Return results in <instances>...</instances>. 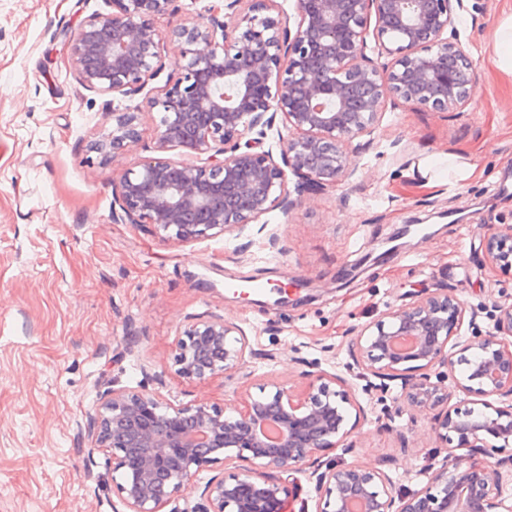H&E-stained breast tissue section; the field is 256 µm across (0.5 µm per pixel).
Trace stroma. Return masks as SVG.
Instances as JSON below:
<instances>
[{"label":"stroma","mask_w":512,"mask_h":512,"mask_svg":"<svg viewBox=\"0 0 512 512\" xmlns=\"http://www.w3.org/2000/svg\"><path fill=\"white\" fill-rule=\"evenodd\" d=\"M210 0H175L160 16L167 38L205 15ZM460 40L477 72L468 104L448 112L386 103L371 145L351 176L305 195L289 214H267L280 250H238L215 234L192 242L158 238L150 226L117 224L112 199L122 172L156 156V113L142 96H111L82 85L64 32L111 0H0V512H121L112 462L88 453L85 414L107 387L159 390L172 404L223 405L278 383L303 397V363L345 375L354 327L407 294L446 281L487 325L494 305L512 303V270L473 257L494 228L512 224V76L498 70L495 31L512 0H465ZM141 107V138L117 158L92 144L112 131V113ZM428 225L406 248L386 239ZM298 283L241 299L229 282ZM239 325L258 355L248 375L189 381L175 343L204 319ZM381 397L359 393L355 448L325 459L382 469L400 489L423 487L437 442L432 412L401 404L399 382Z\"/></svg>","instance_id":"1"}]
</instances>
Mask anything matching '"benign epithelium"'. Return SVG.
I'll return each instance as SVG.
<instances>
[{"mask_svg":"<svg viewBox=\"0 0 512 512\" xmlns=\"http://www.w3.org/2000/svg\"><path fill=\"white\" fill-rule=\"evenodd\" d=\"M173 2L112 0V13L64 33L81 83L125 97L141 93L166 68L155 19ZM239 2L212 0L207 14L170 32L181 45L178 77L146 98V107L159 114L157 149L176 150L179 158L144 159L121 175L115 223L150 224L162 239L179 243L215 229L235 239L251 224L263 230L261 218L273 208L287 215L305 193L348 174V147L372 132L387 99L446 112L475 93L474 60L458 29L464 0H295L293 31L277 0H253L230 20ZM370 35L374 58L367 55ZM112 118V133L94 149L116 158L141 130L136 110ZM278 118L288 136L277 133L276 156L265 139ZM487 261L512 268V225L487 236L477 262ZM476 319L454 288L441 284L354 336L353 365L378 378V389L386 392L388 382L399 380L409 404L436 411L431 431L446 455L432 457L418 490L396 491L376 468L315 458L353 447L357 406L353 386L321 370L303 372L302 399L280 383L226 409L208 402L173 406L144 387L112 388L86 413L88 451L112 458V484L127 512H161L201 471L228 462L238 471L211 477L200 501L171 512H284L280 485L307 465L323 499L317 512H512L502 498L506 460H470L512 447V407L488 401L512 396V304L497 306L484 330ZM465 324L471 336L461 342ZM247 349L238 325L205 320L183 331L174 362L189 381L219 374L230 380L247 366ZM451 386L470 397L468 405H448ZM460 448L468 454H455Z\"/></svg>","mask_w":512,"mask_h":512,"instance_id":"7a95c632","label":"benign epithelium"}]
</instances>
